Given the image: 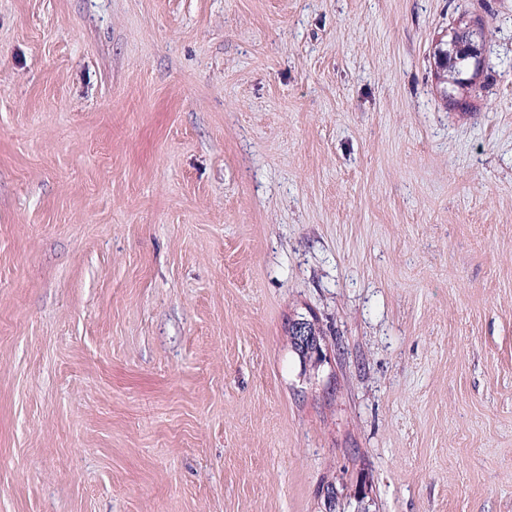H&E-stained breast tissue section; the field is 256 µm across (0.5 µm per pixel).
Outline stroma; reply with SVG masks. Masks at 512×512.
<instances>
[{
  "instance_id": "35a3bbf8",
  "label": "stroma",
  "mask_w": 512,
  "mask_h": 512,
  "mask_svg": "<svg viewBox=\"0 0 512 512\" xmlns=\"http://www.w3.org/2000/svg\"><path fill=\"white\" fill-rule=\"evenodd\" d=\"M0 512H512V0H0Z\"/></svg>"
}]
</instances>
